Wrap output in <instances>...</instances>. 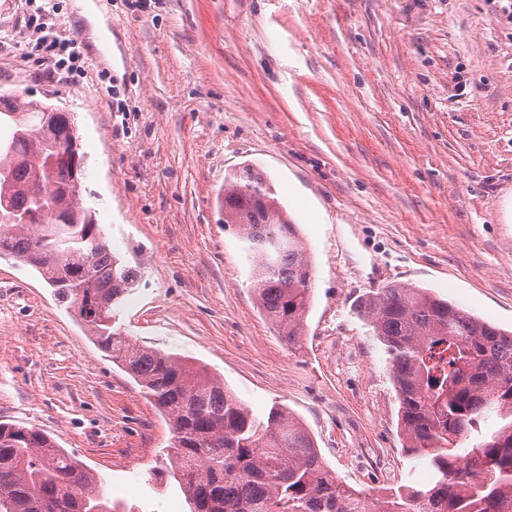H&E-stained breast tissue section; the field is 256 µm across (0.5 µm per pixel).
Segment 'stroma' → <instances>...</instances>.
Masks as SVG:
<instances>
[{
	"label": "stroma",
	"instance_id": "stroma-1",
	"mask_svg": "<svg viewBox=\"0 0 512 512\" xmlns=\"http://www.w3.org/2000/svg\"><path fill=\"white\" fill-rule=\"evenodd\" d=\"M40 16L79 39L82 75L30 57ZM0 94L74 116L82 205L141 271L115 310L130 343L205 366L256 416L286 409L371 498L427 481L357 304L410 284L512 330V23L489 0H0ZM245 165L313 267L296 348L224 221V178ZM0 423L43 431L134 512H190L168 418L8 258Z\"/></svg>",
	"mask_w": 512,
	"mask_h": 512
}]
</instances>
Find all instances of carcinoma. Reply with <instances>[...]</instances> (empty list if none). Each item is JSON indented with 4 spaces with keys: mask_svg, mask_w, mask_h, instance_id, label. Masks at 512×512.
<instances>
[{
    "mask_svg": "<svg viewBox=\"0 0 512 512\" xmlns=\"http://www.w3.org/2000/svg\"><path fill=\"white\" fill-rule=\"evenodd\" d=\"M48 105L0 96V257L28 265L168 415L167 457L190 512H366V496L326 466L302 423L280 407L262 418L203 367L129 343L112 308L137 270L112 254L99 225L68 191L73 169L57 146L80 141L62 113L52 138ZM224 223L254 262L257 304L296 346L311 271L296 226L272 188L244 167L224 180ZM385 345L406 451L431 479L393 491L375 512H512V331L423 288L393 284L359 303ZM499 429L482 428L489 414ZM473 444L465 448L467 441ZM12 512H131L107 496L82 461L33 427L0 423V495Z\"/></svg>",
    "mask_w": 512,
    "mask_h": 512,
    "instance_id": "cac0c4a2",
    "label": "carcinoma"
}]
</instances>
